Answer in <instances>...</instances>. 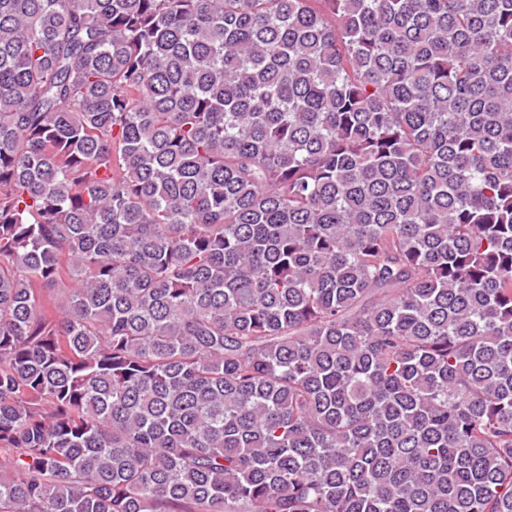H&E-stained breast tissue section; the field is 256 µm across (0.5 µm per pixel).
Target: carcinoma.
<instances>
[{
  "mask_svg": "<svg viewBox=\"0 0 512 512\" xmlns=\"http://www.w3.org/2000/svg\"><path fill=\"white\" fill-rule=\"evenodd\" d=\"M0 512H512V0H0Z\"/></svg>",
  "mask_w": 512,
  "mask_h": 512,
  "instance_id": "cac0c4a2",
  "label": "carcinoma"
}]
</instances>
